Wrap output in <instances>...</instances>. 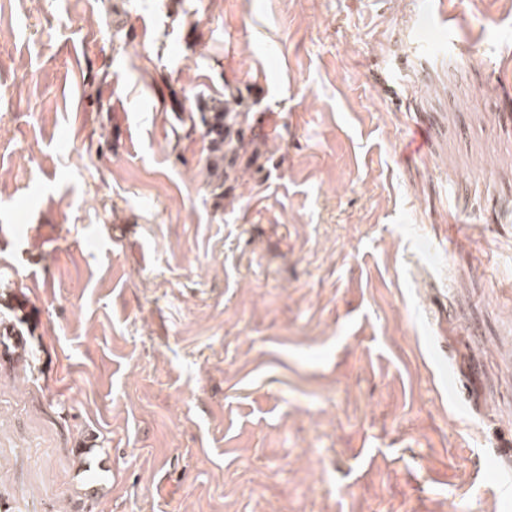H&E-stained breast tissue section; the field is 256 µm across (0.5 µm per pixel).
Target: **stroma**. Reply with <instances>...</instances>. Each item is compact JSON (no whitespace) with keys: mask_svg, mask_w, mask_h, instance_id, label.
<instances>
[{"mask_svg":"<svg viewBox=\"0 0 512 512\" xmlns=\"http://www.w3.org/2000/svg\"><path fill=\"white\" fill-rule=\"evenodd\" d=\"M453 18L440 41L439 7ZM0 512H512V9L0 0ZM240 89L231 196L180 115Z\"/></svg>","mask_w":512,"mask_h":512,"instance_id":"35a3bbf8","label":"stroma"}]
</instances>
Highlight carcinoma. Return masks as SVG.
<instances>
[{
    "label": "carcinoma",
    "instance_id": "cac0c4a2",
    "mask_svg": "<svg viewBox=\"0 0 512 512\" xmlns=\"http://www.w3.org/2000/svg\"><path fill=\"white\" fill-rule=\"evenodd\" d=\"M250 107L244 102L238 88L224 87V99L206 102L187 119L191 127L201 125L211 136V150L223 153L224 170L215 174L214 188L234 190L238 180L237 161L245 147L246 129Z\"/></svg>",
    "mask_w": 512,
    "mask_h": 512
}]
</instances>
